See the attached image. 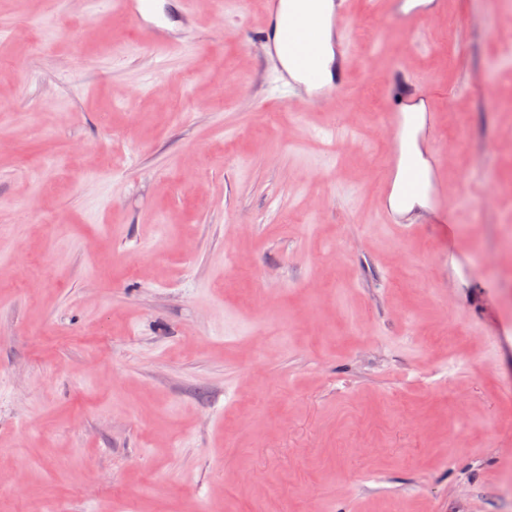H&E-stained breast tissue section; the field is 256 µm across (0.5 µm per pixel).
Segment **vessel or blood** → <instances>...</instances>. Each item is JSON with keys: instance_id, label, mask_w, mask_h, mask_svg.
Listing matches in <instances>:
<instances>
[{"instance_id": "vessel-or-blood-1", "label": "vessel or blood", "mask_w": 512, "mask_h": 512, "mask_svg": "<svg viewBox=\"0 0 512 512\" xmlns=\"http://www.w3.org/2000/svg\"><path fill=\"white\" fill-rule=\"evenodd\" d=\"M396 16L406 26H414L421 16L441 10L446 0H388ZM112 10L135 24L142 43L167 55L183 51L184 45L169 29L164 17L158 15L154 0H112ZM266 21L255 30L253 39L276 63L279 84L289 98L310 106L329 103L348 88L347 69L351 50L347 38L349 28L357 19L349 9V0H264ZM330 41L334 59L325 62L321 43ZM412 111L397 108L391 113L389 125L395 144L390 154L391 177L384 187L386 203L383 219L388 224H406L410 217L402 208V199L410 194L426 195L429 201L428 221L444 224L448 208L438 196L444 170L442 152H434L428 168L406 166L400 144L411 128L420 133L430 131L429 105L426 93L412 98Z\"/></svg>"}]
</instances>
